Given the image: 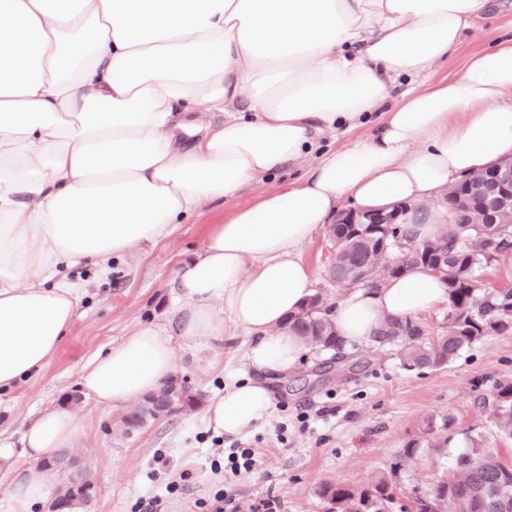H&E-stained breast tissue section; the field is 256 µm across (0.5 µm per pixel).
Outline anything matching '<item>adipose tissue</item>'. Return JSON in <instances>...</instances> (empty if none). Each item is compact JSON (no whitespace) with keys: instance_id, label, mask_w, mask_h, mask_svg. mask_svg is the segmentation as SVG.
Listing matches in <instances>:
<instances>
[{"instance_id":"1","label":"adipose tissue","mask_w":512,"mask_h":512,"mask_svg":"<svg viewBox=\"0 0 512 512\" xmlns=\"http://www.w3.org/2000/svg\"><path fill=\"white\" fill-rule=\"evenodd\" d=\"M487 0H0V389L42 368L66 337L78 286L61 264L107 267L231 197L319 137L382 113L375 136L328 153L304 176L213 225L179 267L187 336L248 331L246 384L212 398L213 432L236 436L267 414L265 374L306 350L284 323L313 295L299 249L351 198L371 211L431 202L465 174L512 154V38L473 54L464 74L389 104L458 48ZM415 268L351 293L333 311L342 340L387 317L447 302ZM176 351L139 328L97 355L82 389L120 408L160 389ZM78 419L47 409L23 435L18 494L47 497L40 461L69 447Z\"/></svg>"}]
</instances>
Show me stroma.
Listing matches in <instances>:
<instances>
[{
	"mask_svg": "<svg viewBox=\"0 0 512 512\" xmlns=\"http://www.w3.org/2000/svg\"><path fill=\"white\" fill-rule=\"evenodd\" d=\"M511 37L512 0H488L448 62L433 68V78L463 74L471 55ZM303 173L289 164L223 204L203 206L166 237L113 260L109 274L83 261L61 269L62 277L84 290L78 315L46 366L0 390V435L20 442L43 410L75 398L81 427L69 453L90 468L97 484L96 498L80 512H136L139 501L155 495L163 512H196V501L219 489L241 512H325L318 495L322 484L358 487L397 460L404 490L425 493L472 441L512 457V437L496 424L494 400L496 384L512 380V333L487 336L438 370L405 369L398 345L372 340L337 353L308 351L287 378L274 383L266 418L238 436L214 434L200 408L125 435L119 428L123 409L100 406L84 394L79 377L89 362L144 326L168 330L177 350L173 376L188 381L202 401L223 393L232 379L253 377L247 331L229 324L221 338L181 335L174 274L200 253L213 225ZM300 254L326 303L348 296V289L327 278L326 231L317 232ZM428 418L433 429L424 435L420 427ZM410 442L416 452L402 457ZM222 448L255 449L258 463L236 476L213 472L211 462ZM180 480L183 490L166 493L167 483ZM268 502L273 510H265Z\"/></svg>",
	"mask_w": 512,
	"mask_h": 512,
	"instance_id": "35a3bbf8",
	"label": "stroma"
}]
</instances>
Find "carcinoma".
Listing matches in <instances>:
<instances>
[{
  "label": "carcinoma",
  "mask_w": 512,
  "mask_h": 512,
  "mask_svg": "<svg viewBox=\"0 0 512 512\" xmlns=\"http://www.w3.org/2000/svg\"><path fill=\"white\" fill-rule=\"evenodd\" d=\"M429 216L427 208L410 215L392 231V239L399 238L406 244L403 257L410 269L429 266V250L448 255V270L439 275L448 289L447 327L430 339L412 319L389 317L375 334L379 342L401 344L400 361L408 370L442 369L489 333L512 332V289L489 292L476 279L480 267L507 258L512 250V216L503 214L499 223L486 224L481 204L473 197L469 200L468 223L450 219L441 232L421 237L416 226L428 223ZM330 231L336 235L332 263L340 266L359 255L366 261L369 288H379L394 277L384 259L372 253L366 238L349 235L340 224ZM331 310L327 305L321 309L304 307L288 318V329L310 347L340 349L342 342ZM495 399L498 427L512 437V381L497 384ZM398 467L399 463H394L389 473L359 488L321 485L319 496L327 504L326 512H390V504L401 490ZM87 486H92V481L83 470L63 475L48 512H55L59 501L66 497L88 503L91 496L83 492ZM408 500L402 512H512V460L501 458L474 440L458 455L451 473L439 479L429 492L415 493Z\"/></svg>",
  "instance_id": "carcinoma-1"
}]
</instances>
